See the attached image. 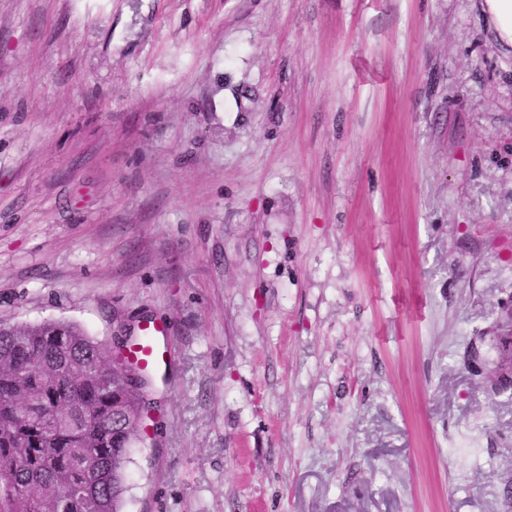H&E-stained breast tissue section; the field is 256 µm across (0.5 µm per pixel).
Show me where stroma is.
<instances>
[{"instance_id":"35a3bbf8","label":"stroma","mask_w":512,"mask_h":512,"mask_svg":"<svg viewBox=\"0 0 512 512\" xmlns=\"http://www.w3.org/2000/svg\"><path fill=\"white\" fill-rule=\"evenodd\" d=\"M510 311L478 0H0V322L169 328L123 512H505Z\"/></svg>"}]
</instances>
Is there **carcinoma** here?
<instances>
[{
    "instance_id": "cac0c4a2",
    "label": "carcinoma",
    "mask_w": 512,
    "mask_h": 512,
    "mask_svg": "<svg viewBox=\"0 0 512 512\" xmlns=\"http://www.w3.org/2000/svg\"><path fill=\"white\" fill-rule=\"evenodd\" d=\"M142 372L76 323H1L0 512H121L140 436L112 418L147 402Z\"/></svg>"
}]
</instances>
